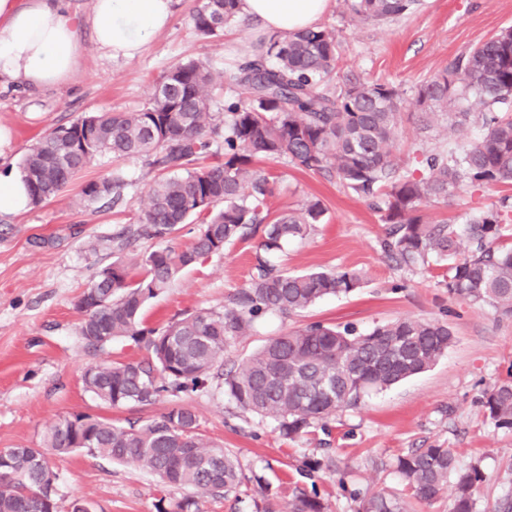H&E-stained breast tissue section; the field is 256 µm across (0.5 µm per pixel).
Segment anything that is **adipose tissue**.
I'll return each mask as SVG.
<instances>
[{"label":"adipose tissue","instance_id":"adipose-tissue-1","mask_svg":"<svg viewBox=\"0 0 512 512\" xmlns=\"http://www.w3.org/2000/svg\"><path fill=\"white\" fill-rule=\"evenodd\" d=\"M174 0H93L85 17L66 0H0V87L68 83L83 56V29L111 57L142 53L173 16ZM329 0H240L242 16L268 31L288 33L314 26Z\"/></svg>","mask_w":512,"mask_h":512}]
</instances>
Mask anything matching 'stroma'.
Masks as SVG:
<instances>
[{"mask_svg": "<svg viewBox=\"0 0 512 512\" xmlns=\"http://www.w3.org/2000/svg\"><path fill=\"white\" fill-rule=\"evenodd\" d=\"M201 3L175 0L169 28L135 59L111 58L87 34L81 66L68 84L1 88L0 130L6 137L0 141V170L18 169L33 141L56 126L90 112L146 108L156 82L179 62L202 59L221 70L235 69L252 43L267 34L259 22L241 17L222 36L200 38L192 16ZM342 11L343 0H330L320 19L343 40L333 84L353 71L407 93L455 55L512 26V0H422L415 13L356 25L347 24ZM116 167L125 179L120 199L79 205L82 185ZM263 168L276 181L272 209L296 208L312 196L326 207L323 224L271 254V263L291 272L355 268L365 273L366 283L353 293L323 298L301 314L267 316L225 352V367L307 322L368 329L404 316L447 321L455 340L436 365L370 393L327 428L313 427L294 440L283 437L271 419L242 413L210 391L146 405L99 404L84 389V369L104 361H137L143 353L127 338L89 349L78 334L82 315L75 304L97 272L117 259L112 238L138 223L158 176L143 158L118 161L102 153L55 199L0 215V449L39 446L62 414L89 413L125 425L182 405L197 415L210 440L237 458L245 474L235 492L200 498L202 512H255L269 502L277 512H288L295 496L310 489L317 490L325 512H357L363 497L402 494L396 457L431 446L451 449L457 469L481 470L477 512L512 501V430L497 428L483 404L490 384L512 376V319L450 297L442 284L445 266L398 269L380 249L385 226L369 201L320 174L278 161ZM504 196L512 197V182L462 190L425 213L433 221H451ZM257 246L254 238L228 245L183 271L173 288L147 302L145 326L159 329L184 313L223 309L227 296L248 282ZM54 467L58 512H71L77 500L91 502L96 512H156L157 503L194 495L191 488L162 485L136 467L83 451L55 459Z\"/></svg>", "mask_w": 512, "mask_h": 512, "instance_id": "1", "label": "stroma"}]
</instances>
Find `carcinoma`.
Instances as JSON below:
<instances>
[{"instance_id": "obj_1", "label": "carcinoma", "mask_w": 512, "mask_h": 512, "mask_svg": "<svg viewBox=\"0 0 512 512\" xmlns=\"http://www.w3.org/2000/svg\"><path fill=\"white\" fill-rule=\"evenodd\" d=\"M418 7L419 0H344L343 16L351 24L385 22ZM238 14L239 0H204L192 22L197 34L212 38ZM340 46L338 30L316 26L259 39L227 77L201 60L180 62L153 89L148 107L92 112L54 128L23 156L19 169L34 205L58 196L102 152L116 159L150 157L161 171L139 226L126 236L160 246L103 267L86 288L89 297L102 299L101 307H78V333L87 346L101 349L126 337L146 353L140 361L85 369V389L100 404H150L215 380L242 412L273 420L283 436L295 439L315 424L327 428L336 413L357 407L368 393L429 370L448 351L454 334L440 320L405 317L365 332L311 322L269 339L250 359L224 370V351L267 315L301 312L365 281L356 269L280 271L260 254L248 283L228 296L224 309L189 312L160 330L142 325L146 302L200 259L259 230L263 251L280 250L322 223L326 208L317 197L272 212L273 186L254 167L258 159L325 173L373 200L386 224L381 250L398 268L445 262L450 296L512 318V247L502 244L512 224L509 197L471 208L457 222H431L423 214L462 189L512 181V28L457 54L415 88L416 125L437 143L414 142L410 161L395 148L403 91L354 76L329 87ZM224 85L231 93L224 111L215 112L213 92ZM123 186L114 170L86 182L80 200L118 197ZM192 216L201 225L191 244L171 245ZM483 403L497 427L512 429L511 377L490 385ZM87 436L93 438L90 454L172 486H192L203 496L229 492L242 480L238 460L210 441L197 415L183 406L129 426L72 413L58 417L39 447L7 449L0 459V512H54L56 499L39 501L43 473L36 454L68 456ZM396 469L408 496L426 503L437 500L455 474L448 512H475L480 470H456L449 449H416L397 457ZM290 512H324V505L303 493ZM359 512H406V502L375 494L361 500Z\"/></svg>"}]
</instances>
